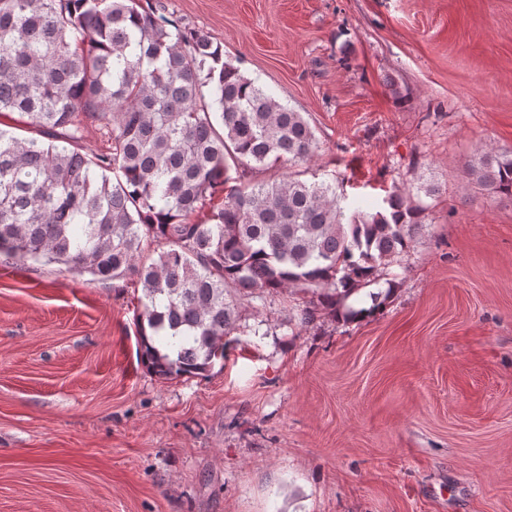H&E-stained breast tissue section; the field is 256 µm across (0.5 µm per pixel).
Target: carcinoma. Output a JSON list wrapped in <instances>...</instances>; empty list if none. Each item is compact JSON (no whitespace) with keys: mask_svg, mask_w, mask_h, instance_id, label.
<instances>
[{"mask_svg":"<svg viewBox=\"0 0 512 512\" xmlns=\"http://www.w3.org/2000/svg\"><path fill=\"white\" fill-rule=\"evenodd\" d=\"M7 113L33 136L0 127V253L97 280L135 276L137 361L162 379L224 362L245 302L310 295L282 322L294 336L375 285L369 307L341 317L376 315L427 225V206L399 189L348 215L336 187L295 171L237 184L245 161L311 160L314 129L215 38L137 0H0ZM86 121L111 127L93 156L79 145ZM467 174L512 197V152L485 151ZM218 196L206 221H191Z\"/></svg>","mask_w":512,"mask_h":512,"instance_id":"obj_1","label":"carcinoma"}]
</instances>
